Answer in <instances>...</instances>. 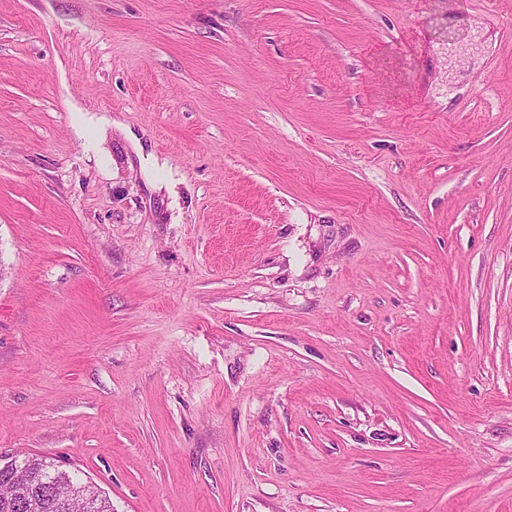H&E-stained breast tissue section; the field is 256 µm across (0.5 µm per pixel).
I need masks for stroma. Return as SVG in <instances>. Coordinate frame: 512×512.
<instances>
[{
  "label": "stroma",
  "mask_w": 512,
  "mask_h": 512,
  "mask_svg": "<svg viewBox=\"0 0 512 512\" xmlns=\"http://www.w3.org/2000/svg\"><path fill=\"white\" fill-rule=\"evenodd\" d=\"M114 512H512V0H0V455ZM14 457L15 459L10 463V466L13 469H23L31 472L34 479V491L37 490L36 484L41 483L44 476L52 478L55 482L50 494L44 496V506L40 512H78L76 506L68 509L66 503L70 492L78 489H82L86 495L92 497V510L88 512H112L110 499L95 485L83 482L78 473L61 469L54 464V461L47 459L33 456Z\"/></svg>",
  "instance_id": "stroma-1"
}]
</instances>
